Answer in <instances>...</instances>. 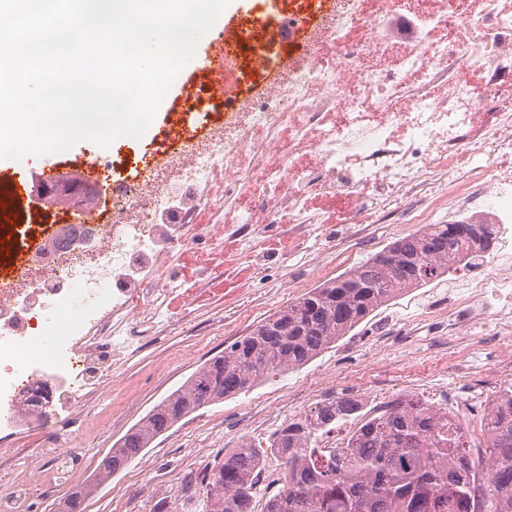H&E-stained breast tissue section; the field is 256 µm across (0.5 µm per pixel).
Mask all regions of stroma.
Returning a JSON list of instances; mask_svg holds the SVG:
<instances>
[{
	"label": "stroma",
	"mask_w": 512,
	"mask_h": 512,
	"mask_svg": "<svg viewBox=\"0 0 512 512\" xmlns=\"http://www.w3.org/2000/svg\"><path fill=\"white\" fill-rule=\"evenodd\" d=\"M178 99L177 90H170L146 132L138 138H115L113 150L139 154L154 148ZM417 230V225L404 223L402 215H394L371 249L341 242L317 269L304 261H288L295 245L284 224L259 242L265 255L259 265L225 236L213 245L202 243L173 253L172 265L208 273L206 285L192 299L179 293L172 296L170 304L181 325L155 336L128 361L120 382L98 399L90 420L70 427L52 418L21 431L14 464L0 469V494L28 478L33 485L29 512H54L70 489L93 480L102 456L129 428L201 364L223 352L225 342L247 335L310 288ZM448 340L447 289L432 283L406 290L302 368L263 380L180 420L101 486L85 502L84 512H205L200 481L225 453L244 439L268 446L283 426L335 398L337 379H345V395L371 408L399 394L437 400L456 389ZM456 340L473 368L472 389L483 391L497 377L487 337L460 334ZM313 378L321 379V386L304 392ZM73 437L80 439L84 458L65 480H54L48 469L50 455L57 443Z\"/></svg>",
	"instance_id": "1"
}]
</instances>
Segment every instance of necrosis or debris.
<instances>
[{
	"mask_svg": "<svg viewBox=\"0 0 512 512\" xmlns=\"http://www.w3.org/2000/svg\"><path fill=\"white\" fill-rule=\"evenodd\" d=\"M409 0H306L270 21L265 10L236 29L235 52L218 57L220 90L198 85L154 151L139 166L109 152L68 175L76 202L47 199L53 227L1 224L0 430L14 429L24 398L50 391V407L87 418L105 384L122 374L143 342L140 328L180 322L163 302L180 291L167 256L194 245L185 227L223 173L225 198L238 205L230 223L244 247L291 217L299 255L316 261L336 236L308 213L309 194L351 199L382 214L407 204L429 214L483 199L498 230L494 257L448 283L449 314L463 328L512 331V103L496 87L512 75V11L500 0H435L415 11L406 50L380 65L388 17ZM334 43V63L321 47ZM273 72V90L247 83L252 67ZM486 75L474 85L471 69ZM444 85L442 96L431 89ZM224 120L209 126L207 113ZM287 127L279 163L252 171L240 156H262ZM463 156L467 166H452ZM500 306L489 311L487 297Z\"/></svg>",
	"mask_w": 512,
	"mask_h": 512,
	"instance_id": "4bbe7bcc",
	"label": "necrosis or debris"
}]
</instances>
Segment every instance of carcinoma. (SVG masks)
I'll use <instances>...</instances> for the list:
<instances>
[{
  "instance_id": "carcinoma-1",
  "label": "carcinoma",
  "mask_w": 512,
  "mask_h": 512,
  "mask_svg": "<svg viewBox=\"0 0 512 512\" xmlns=\"http://www.w3.org/2000/svg\"><path fill=\"white\" fill-rule=\"evenodd\" d=\"M472 225L428 224L359 265L306 291L224 345L156 404L101 458L94 481L64 503L82 512L98 485L134 461L159 436L206 405L246 392L271 375L298 369L408 288L438 281L486 253ZM356 419L341 448L319 447L320 433ZM488 465L479 479L472 448L448 409L400 395L364 411L341 397L313 407L267 448L250 440L224 454L201 480L206 512H254L267 452L284 464L283 489L263 512H512V388L485 414Z\"/></svg>"
}]
</instances>
